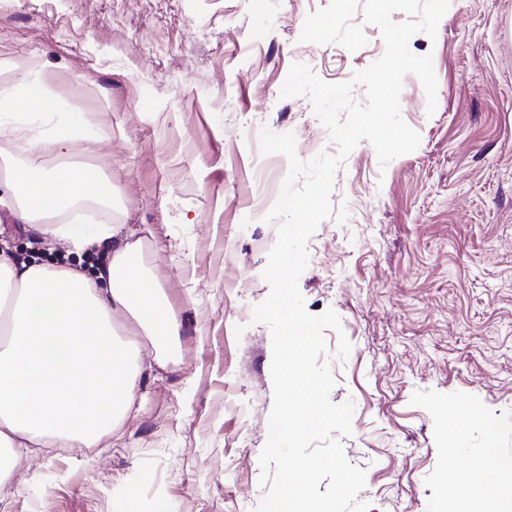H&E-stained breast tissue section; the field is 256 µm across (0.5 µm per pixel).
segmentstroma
<instances>
[{
    "instance_id": "1",
    "label": "stroma",
    "mask_w": 512,
    "mask_h": 512,
    "mask_svg": "<svg viewBox=\"0 0 512 512\" xmlns=\"http://www.w3.org/2000/svg\"><path fill=\"white\" fill-rule=\"evenodd\" d=\"M329 0H0V82L28 79L53 117L21 100L15 123L72 138L48 169L98 167L110 205L91 220L143 231L139 265L182 324L155 354L140 341L134 404L103 447L43 448L0 480V512H253L273 406L272 339L252 311L277 240L260 184L280 191L289 164L263 155L262 127L294 133L307 161L336 153L308 97L285 98L292 64L350 81L380 58L366 45L304 43ZM431 55L437 108L403 79L401 113L419 147L380 165L361 141L336 171L333 207L307 242L298 280L307 311L335 310L326 331L333 403L354 404L342 445L364 470L368 512H453L459 448L512 458V0H450ZM43 235L0 207V240L18 262L54 264ZM352 350L337 359L339 335ZM477 406L464 436L450 410Z\"/></svg>"
}]
</instances>
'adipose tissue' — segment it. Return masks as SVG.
Masks as SVG:
<instances>
[{
	"label": "adipose tissue",
	"instance_id": "obj_1",
	"mask_svg": "<svg viewBox=\"0 0 512 512\" xmlns=\"http://www.w3.org/2000/svg\"><path fill=\"white\" fill-rule=\"evenodd\" d=\"M23 96L35 111L55 109L40 84L1 82L0 126L11 121ZM0 189L15 199L19 222H41L42 233L71 252L109 254L89 275L64 265L20 264L10 245L0 246V294L16 296L9 338L0 341V447L15 458L36 447H100L133 400L135 337L158 351L169 348L179 336L178 319L163 305L157 281L139 267V228L105 220L81 235L54 223L64 204L104 196L96 168L9 166ZM491 468L499 480L484 483ZM446 494L454 512H475L482 501L512 512V466L495 449H483L467 471L450 479Z\"/></svg>",
	"mask_w": 512,
	"mask_h": 512
}]
</instances>
